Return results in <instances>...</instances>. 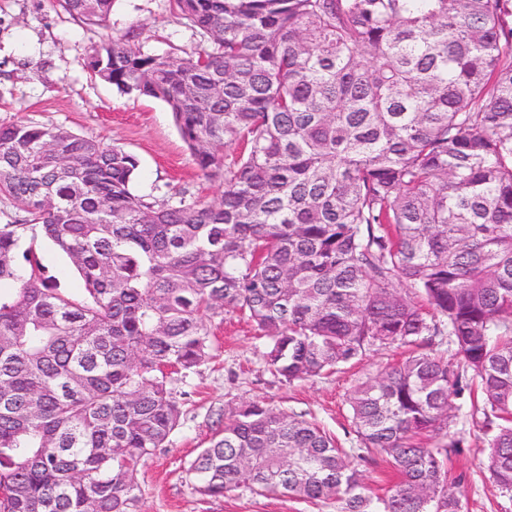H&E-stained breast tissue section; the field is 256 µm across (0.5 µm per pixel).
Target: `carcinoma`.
<instances>
[{"label":"carcinoma","instance_id":"obj_1","mask_svg":"<svg viewBox=\"0 0 512 512\" xmlns=\"http://www.w3.org/2000/svg\"><path fill=\"white\" fill-rule=\"evenodd\" d=\"M57 3L97 26L112 11ZM171 9L204 46L159 58L108 38L94 77L164 102L217 200L139 195L121 147L0 124V195L26 217L0 224V512H140V467L181 425L173 375L210 358L226 310L288 384L413 348L348 398L361 457L396 481L373 494L335 438L256 400L190 463L198 493L465 512L448 429L476 388L489 478L512 498V0ZM29 229L82 294L53 287Z\"/></svg>","mask_w":512,"mask_h":512}]
</instances>
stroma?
Returning <instances> with one entry per match:
<instances>
[{"instance_id": "1", "label": "stroma", "mask_w": 512, "mask_h": 512, "mask_svg": "<svg viewBox=\"0 0 512 512\" xmlns=\"http://www.w3.org/2000/svg\"><path fill=\"white\" fill-rule=\"evenodd\" d=\"M126 35L157 57L181 56L201 45L199 35L175 21L169 0H114L102 27L72 18L55 0H0V124L58 125L123 148L139 162L138 194L216 199L217 184L196 168L165 103L121 95L90 74L93 50L106 38ZM36 253L57 288L80 294L82 281L64 253L43 238ZM212 329V358L175 384L183 404L180 427L141 469V512H338L333 501L311 505L248 493L206 497L194 490L186 469L208 446L217 413L255 399L302 414L343 447H357L346 397L358 379L384 370L406 348L374 349L330 377L289 385L267 371L264 341L245 316L226 312ZM450 430L465 437L448 466L466 476L468 512H512V499L501 496L489 478L479 428L461 419Z\"/></svg>"}]
</instances>
